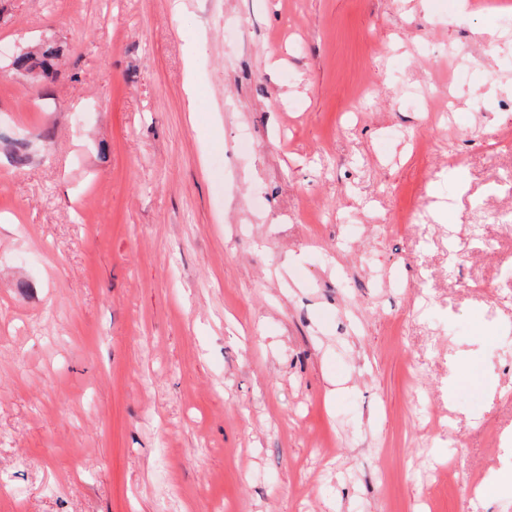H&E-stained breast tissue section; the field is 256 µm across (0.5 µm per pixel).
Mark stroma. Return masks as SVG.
Returning <instances> with one entry per match:
<instances>
[{
    "label": "stroma",
    "mask_w": 512,
    "mask_h": 512,
    "mask_svg": "<svg viewBox=\"0 0 512 512\" xmlns=\"http://www.w3.org/2000/svg\"><path fill=\"white\" fill-rule=\"evenodd\" d=\"M174 1L0 0V512H512V25Z\"/></svg>",
    "instance_id": "1"
}]
</instances>
